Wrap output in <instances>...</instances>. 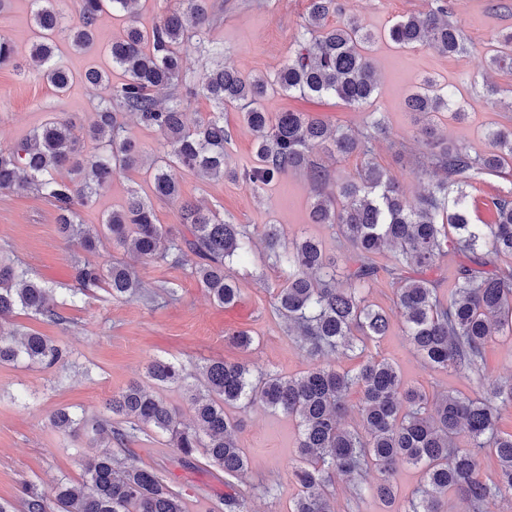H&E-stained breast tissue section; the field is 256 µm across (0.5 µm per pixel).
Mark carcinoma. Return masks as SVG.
<instances>
[{
  "label": "carcinoma",
  "mask_w": 512,
  "mask_h": 512,
  "mask_svg": "<svg viewBox=\"0 0 512 512\" xmlns=\"http://www.w3.org/2000/svg\"><path fill=\"white\" fill-rule=\"evenodd\" d=\"M139 0H74L66 17L58 0H30L36 41L30 56L42 76L64 91L73 75L57 61L59 44L76 52L91 47L105 13L127 19L123 33L107 45L112 67L126 75L118 86L106 72L90 68L84 81L107 90L91 123L78 132L73 123L55 116L35 128L13 149L0 150V190L35 192L57 210V232L68 243L91 251L99 232L79 221L112 178L142 164L139 143L126 134L119 113L134 114L140 125L161 136L163 155L150 168L153 192L176 199L179 186L172 166L211 179L243 180L258 191L291 170L306 172L321 187L336 182V192L318 193L310 205L313 224L337 225L347 244L344 263L329 257L313 237L286 241L280 227L262 232L264 263L279 271L273 308L315 361L298 377L246 363L212 360L197 373L172 361L155 359L146 367L151 385L132 383L112 394L109 418L87 424L84 418L59 409L53 426L71 436L92 435L104 452L89 460L82 483L59 481L51 490L25 492L24 512H188L183 495L155 470L137 466L110 447L124 446L128 430L153 431L169 437L187 464L202 451L208 465L235 477L249 466L237 433L239 421L231 408L261 405L298 421L301 440L292 476L299 493L289 512H333V484L343 477L357 497L378 499L389 512H489L497 501H512V432L500 427L502 412L512 409V380L502 381L485 367L487 345L501 332L512 334V270L495 266L492 257L512 256V191L491 198V219L472 220L467 189L479 175L497 173L512 164V130L488 134L491 150L473 156L463 146L444 140L428 142L429 163L442 177L424 187L414 202L406 201L385 171L373 161L372 141L388 135L379 113H369L366 136L341 127L329 128L319 118L286 111L270 118L262 101L274 91L322 99L335 97L358 106L374 95L378 80L367 46L374 35L349 15L342 24L327 25L336 0H310L308 21L293 58L272 77H245L226 63L206 68L200 88L219 111L190 125L185 121L180 90L186 88L185 57L203 49L210 26L209 0H186L144 30L132 6ZM453 0H434L431 8L397 20L387 38L402 48L429 45L457 55L464 50L461 32L453 25ZM21 72L12 42L0 37V66ZM496 70H512V32L502 35L486 61ZM241 110L254 135L255 163L236 169L224 165V106ZM455 105L448 87L430 77L405 101L407 111L432 121ZM101 152L84 154V143ZM339 157H366L356 177L333 176L315 159L317 149ZM65 168L70 177L57 171ZM112 245L127 248L151 262L188 272L214 302L228 306L241 295L232 265L250 259L252 233L195 202L181 204L183 229L156 223L151 201L130 189L124 205L102 221ZM390 246L394 263L381 266L377 255ZM462 254L450 298H440L437 283L424 271L438 267L450 254ZM76 287L71 296L105 288L114 300H130L142 288L133 273L119 264L76 260L71 265ZM393 288L394 309L370 302L367 288L378 280ZM60 325L66 318L49 303V289L32 279L26 268L0 258V326L18 312ZM413 350L432 370H453L473 376L475 396L445 393L430 396L406 382L393 363L368 353L371 343L388 335L393 316ZM356 355L352 369L322 361ZM68 357L67 349L40 332L0 330V364L26 361L54 366ZM171 387L190 392L193 422L158 393ZM361 394L358 420L347 428V398ZM468 444L456 445L460 432ZM490 455L497 468L491 477L479 470V458ZM412 466L421 474L414 496L400 499L397 468ZM224 512H249L246 497L224 495Z\"/></svg>",
  "instance_id": "obj_1"
}]
</instances>
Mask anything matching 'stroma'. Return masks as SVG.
<instances>
[{
  "label": "stroma",
  "mask_w": 512,
  "mask_h": 512,
  "mask_svg": "<svg viewBox=\"0 0 512 512\" xmlns=\"http://www.w3.org/2000/svg\"><path fill=\"white\" fill-rule=\"evenodd\" d=\"M340 11L330 13L328 25L340 24L346 14L360 17L375 34L369 56L376 69L378 89L370 103L350 107L337 98L321 100L296 94H271L264 102L270 115L288 110L304 112L331 126L366 133L368 113H381L389 128L388 138L376 141L372 157L398 185L401 194L414 199L435 173L427 164L428 147L422 123L408 114L404 100L419 79L430 75L448 86L464 107L463 117L444 112L434 121L437 138L467 147L474 154L488 148L486 134L492 128L512 129V71L484 69L498 34L512 28V0H454L452 22L465 39L461 54L448 56L420 46L398 49L382 37L402 16L427 11L432 0H338ZM214 20L205 45L220 52L243 75H274L293 53L308 20L309 0H213ZM122 18L100 20L96 46L86 53L62 48L59 61L74 75L71 89L56 92L36 69L18 73L0 67V150H10L46 120L67 114L79 125L89 124L98 103L97 91L82 80L91 66L110 70L112 84L124 80L121 70L110 67L104 48L118 37ZM0 36L9 38L20 59H27L35 39L30 20V0H9L0 10ZM499 92L488 96L486 84ZM224 126L231 133L225 148L230 166L243 168L254 162L251 131L237 108L224 110ZM181 199H189L216 211L225 220L248 225L261 234L264 225H279L285 238L301 234L322 240L329 256L343 257L345 245L337 228L309 221L316 191L308 175L291 171L263 190L242 181L208 180L196 173L176 170ZM151 172L146 167L126 171L101 190L96 201L82 209V223L96 227L125 200L128 188L151 196ZM19 260L31 277L45 284L66 318L48 325L19 314L10 321L14 329H35L62 342L70 351L65 365L42 368L19 363L0 366V501L12 512H22L23 491L28 485L50 489L57 480L82 482L84 463L96 448L86 436L70 437L51 424L53 412L68 406L87 420L107 417L106 405L113 393L130 382H145V368L155 358H174L188 370L215 359L255 364L284 376H296L311 368L295 336L272 308L278 284L276 270L263 266L259 254L237 265L240 300L231 306L215 303L187 271L139 259L113 248L103 239L87 261L119 262L134 271L144 285L141 298L118 302L98 288L77 301H69L71 259L75 252L56 232V209L32 192L0 191V248ZM174 295H167V288ZM251 331L254 345L247 350L229 343L228 333ZM371 354L387 358L403 377L427 393L473 394L476 381L451 371H433L412 349L400 329H392L370 344ZM242 428L239 443L250 468L233 481L248 500L252 512H288L298 492L291 475L297 460L298 428L282 413L254 406L239 411ZM128 447L135 461L160 473L167 483L181 489L188 512H223L220 502L224 482L217 479L204 459L193 465L180 461L177 449L156 434L136 433Z\"/></svg>",
  "instance_id": "stroma-1"
}]
</instances>
